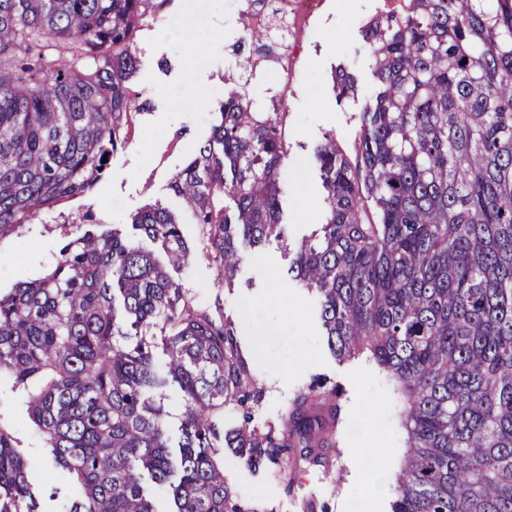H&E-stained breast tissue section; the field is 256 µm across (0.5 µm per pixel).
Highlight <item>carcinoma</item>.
<instances>
[{"label":"carcinoma","mask_w":512,"mask_h":512,"mask_svg":"<svg viewBox=\"0 0 512 512\" xmlns=\"http://www.w3.org/2000/svg\"><path fill=\"white\" fill-rule=\"evenodd\" d=\"M165 3L0 0V240L103 179L102 159L143 108L134 45ZM362 34L375 103L359 114L353 154L333 134L315 146L324 220L288 275L316 296L338 361L370 352L403 399L391 512H512V0H405ZM245 39L250 55L282 58L288 23L279 15ZM333 88L340 102L357 96L344 67ZM286 118L229 91L168 184L218 286L231 285L240 245L286 238ZM131 226L139 237L68 224L42 276L0 291V390L82 489L56 512H157L149 484L170 494L168 512H257L226 483L224 447L285 478L327 466L339 393L320 406L298 393L281 433L251 427L261 391L235 325L169 273L194 256L182 222L157 202ZM172 387L185 401L175 434ZM228 408L242 420L226 431ZM39 488L0 424V512H45Z\"/></svg>","instance_id":"carcinoma-1"}]
</instances>
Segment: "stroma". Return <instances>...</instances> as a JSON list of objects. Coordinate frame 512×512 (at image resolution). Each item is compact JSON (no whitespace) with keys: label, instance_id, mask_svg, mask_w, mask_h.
<instances>
[{"label":"stroma","instance_id":"obj_1","mask_svg":"<svg viewBox=\"0 0 512 512\" xmlns=\"http://www.w3.org/2000/svg\"><path fill=\"white\" fill-rule=\"evenodd\" d=\"M244 0H221L224 37L213 41L216 15L205 0H167L153 30L142 33L137 51L141 68L132 87L147 99V110L128 118L125 143L113 154L103 180L84 197L43 212L22 236L0 242V289L43 274L61 244L62 214L91 213L95 221L130 233V218L146 204L160 202L180 208L169 190L172 175L185 158L210 134L212 113L241 79L243 39L235 13ZM374 8V0H330L329 20L313 35L309 61L298 68L288 100V155L282 171L283 221L293 241L323 221L324 189L314 158V147L325 133H335L339 145L352 149L358 135V116L374 89L369 48L361 29ZM209 44V51L188 64L184 37ZM345 65L358 84L356 99L338 102L333 71ZM194 68L207 94L194 101L187 68ZM291 253L279 241L244 247L242 261L230 288L213 284V272L204 255L178 272L179 280L196 304L214 318L233 322L237 343L251 375L263 391L255 405L252 424L261 431L283 430L281 413L298 392L313 380L339 386L344 423L340 443L331 449L329 467L303 465L291 479L275 469L254 471L232 454L224 456V475L234 495L258 512H390V487H378L376 461L390 459L399 466L405 431L393 385L368 355L341 362L328 349L316 316L317 301L291 281ZM373 406L365 414V406ZM0 424L19 439L44 489L60 484V470L31 428L19 402L0 397ZM394 456H387V449Z\"/></svg>","mask_w":512,"mask_h":512}]
</instances>
